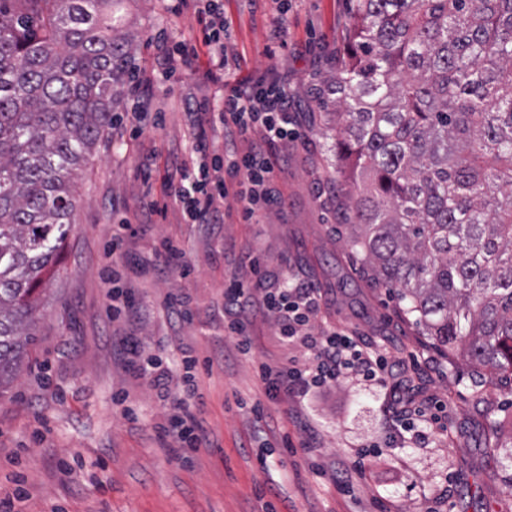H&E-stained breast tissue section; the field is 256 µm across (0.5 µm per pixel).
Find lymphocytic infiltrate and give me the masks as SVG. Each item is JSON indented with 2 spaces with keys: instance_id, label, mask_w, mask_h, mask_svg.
<instances>
[{
  "instance_id": "f902f5d3",
  "label": "lymphocytic infiltrate",
  "mask_w": 512,
  "mask_h": 512,
  "mask_svg": "<svg viewBox=\"0 0 512 512\" xmlns=\"http://www.w3.org/2000/svg\"><path fill=\"white\" fill-rule=\"evenodd\" d=\"M205 15L209 54L205 76L217 90L213 99L192 102L188 109L193 118L216 114L224 129V150L211 151L205 136H197V171L191 177H169V196L190 223L220 224L224 217L214 203L232 195L243 205V219L252 222L279 201L274 186V149L299 136L290 114L288 77L273 69L255 81L239 78L237 60L226 46L229 25L222 0H207ZM252 129L260 130V145L246 153L238 152L235 139ZM323 302L321 290L296 275L281 283L268 281L260 273L251 280L233 277L225 283L224 330L237 339L242 353L250 351L251 320L254 310L259 309L274 319L283 343L304 348L309 354L304 363L293 360L278 369L259 366L267 395L286 394L301 401L340 378L378 381L396 368L395 360L370 355L359 336L322 323L319 313ZM125 345L128 374L151 380L161 400L172 403V412L160 428L161 438L174 439L184 455L199 448L202 427L192 410L197 397L195 381L173 393L161 358L146 354L138 337H126Z\"/></svg>"
}]
</instances>
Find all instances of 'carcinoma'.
Masks as SVG:
<instances>
[{
    "mask_svg": "<svg viewBox=\"0 0 512 512\" xmlns=\"http://www.w3.org/2000/svg\"><path fill=\"white\" fill-rule=\"evenodd\" d=\"M121 0H0V386L73 230L74 178L135 76ZM308 95L336 139L363 276L437 346L512 385V0H354Z\"/></svg>",
    "mask_w": 512,
    "mask_h": 512,
    "instance_id": "carcinoma-1",
    "label": "carcinoma"
}]
</instances>
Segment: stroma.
I'll return each instance as SVG.
<instances>
[{
	"mask_svg": "<svg viewBox=\"0 0 512 512\" xmlns=\"http://www.w3.org/2000/svg\"><path fill=\"white\" fill-rule=\"evenodd\" d=\"M223 2L239 77L273 69L288 76L301 136L275 159L283 205L248 224L229 197L216 203L226 223L189 224L167 202L166 176L193 153L187 104L216 90L204 77V4L123 0L141 86L124 87L112 125L82 169L74 229L41 293L28 361L0 390V498L10 499L14 512H264L270 504L277 512H512V450L499 449L494 461L485 453L486 418L474 398L481 374L435 348L396 293L372 287L361 274V254L338 232L333 141L303 94L345 51L349 0H288L282 48L269 37L283 7L278 0ZM178 41L194 53L164 77L156 58L162 45ZM146 105L157 121L138 122ZM118 232L124 245L114 256L109 245ZM165 240L184 248L188 277L166 269ZM255 258L272 281L301 269L322 290L324 320L359 333L373 353L415 363L417 374L402 386L438 406L440 429L425 442L387 447V386L350 378L301 404L266 399L258 366L280 367L296 348L278 340L268 316L254 319L249 354L224 333V283L251 277ZM115 263L125 286L140 293L131 318L113 315L106 296L105 270ZM180 292L191 295L194 318L177 324L165 298ZM131 332L163 355L173 378H180L185 354L200 360L194 412L205 440L189 457L162 448L156 428L168 407L148 381L124 369L121 338ZM121 388L136 417L114 410L112 394ZM258 400L264 409L257 414L251 406ZM312 437L318 447L310 455L303 443ZM289 442L295 453L286 451ZM365 447L370 453L352 494L311 469ZM262 448L272 451L264 468L256 460ZM20 479L24 498L13 495Z\"/></svg>",
	"mask_w": 512,
	"mask_h": 512,
	"instance_id": "35a3bbf8",
	"label": "stroma"
}]
</instances>
